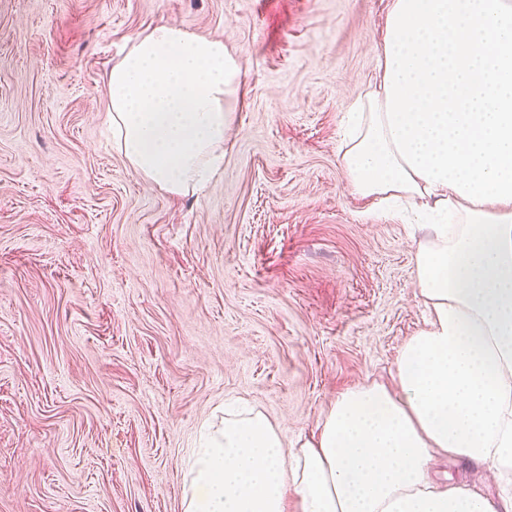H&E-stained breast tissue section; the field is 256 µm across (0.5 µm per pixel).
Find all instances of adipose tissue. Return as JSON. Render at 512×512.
Returning <instances> with one entry per match:
<instances>
[{
  "label": "adipose tissue",
  "mask_w": 512,
  "mask_h": 512,
  "mask_svg": "<svg viewBox=\"0 0 512 512\" xmlns=\"http://www.w3.org/2000/svg\"><path fill=\"white\" fill-rule=\"evenodd\" d=\"M377 68L346 114L343 160L360 195L420 199L428 326L393 386L341 393L316 441L284 450L258 411L206 425L183 512H512V0H393ZM239 74L222 40L147 29L108 76L113 150L173 194L204 179ZM439 454L485 465L498 500L437 488Z\"/></svg>",
  "instance_id": "obj_1"
}]
</instances>
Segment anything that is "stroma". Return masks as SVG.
Returning a JSON list of instances; mask_svg holds the SVG:
<instances>
[{
  "instance_id": "obj_1",
  "label": "stroma",
  "mask_w": 512,
  "mask_h": 512,
  "mask_svg": "<svg viewBox=\"0 0 512 512\" xmlns=\"http://www.w3.org/2000/svg\"><path fill=\"white\" fill-rule=\"evenodd\" d=\"M391 0H0V512H183L185 458L240 400L312 441L425 328L404 212L352 189L342 118ZM174 23L241 68L201 189L107 135L108 73ZM432 476L496 497L485 466Z\"/></svg>"
}]
</instances>
